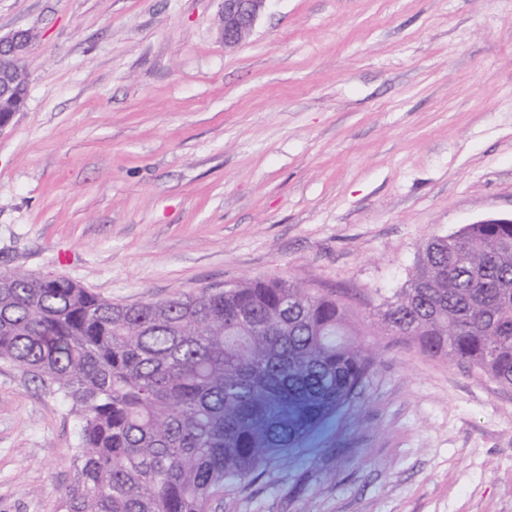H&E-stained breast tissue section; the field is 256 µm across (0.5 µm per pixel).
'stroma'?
<instances>
[{"label":"stroma","mask_w":512,"mask_h":512,"mask_svg":"<svg viewBox=\"0 0 512 512\" xmlns=\"http://www.w3.org/2000/svg\"><path fill=\"white\" fill-rule=\"evenodd\" d=\"M0 0V271L116 303L282 277L369 328L423 245L512 215V0ZM349 405L212 512H512V388L395 336ZM80 416L0 362V512H55ZM269 0H222L220 34L225 48L237 47L253 30ZM31 34L26 30H18L7 35H0V66L5 69V76L0 81V104L3 108L0 112H7L6 116L0 115V132L4 131L12 122L19 110L10 107L13 88L16 86L29 87V72L26 65Z\"/></svg>","instance_id":"obj_1"}]
</instances>
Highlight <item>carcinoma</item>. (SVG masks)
Returning <instances> with one entry per match:
<instances>
[{"label": "carcinoma", "mask_w": 512, "mask_h": 512, "mask_svg": "<svg viewBox=\"0 0 512 512\" xmlns=\"http://www.w3.org/2000/svg\"><path fill=\"white\" fill-rule=\"evenodd\" d=\"M375 331L512 387V224L431 238ZM359 336L280 277L125 305L0 273V361L81 413L56 512H209L350 402L373 366Z\"/></svg>", "instance_id": "obj_1"}]
</instances>
